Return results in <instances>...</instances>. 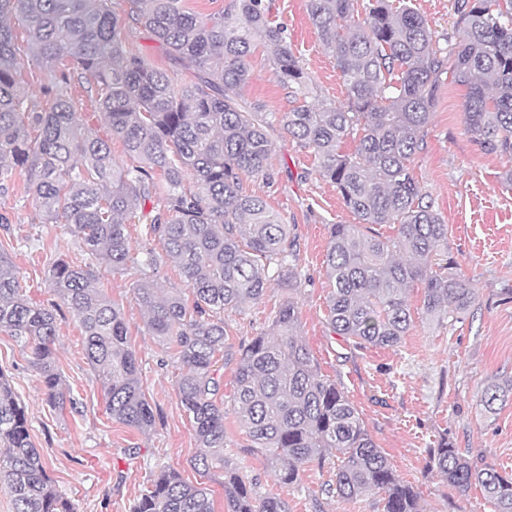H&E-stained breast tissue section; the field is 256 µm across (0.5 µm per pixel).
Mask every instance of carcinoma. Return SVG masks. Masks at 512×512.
<instances>
[{"label":"carcinoma","mask_w":512,"mask_h":512,"mask_svg":"<svg viewBox=\"0 0 512 512\" xmlns=\"http://www.w3.org/2000/svg\"><path fill=\"white\" fill-rule=\"evenodd\" d=\"M185 0H127L128 16L148 29L175 64L194 71L180 88L125 47V30L111 0H0V180L26 176L47 224L63 222L81 243V259L57 260L50 283L61 304L49 307L23 293L20 270L0 254V333L31 349L49 405L67 398L56 367L57 312L64 305L83 333V352L98 372L110 417L145 432L157 411L148 400L120 306L96 286L93 261L112 271L137 264L126 219L158 190L165 208L147 235L177 264L194 295L186 302L146 278L133 283L146 326L171 349L182 372L176 390L192 419L199 448L191 460L202 477L224 473L227 512H287L280 499L256 501L252 485L224 459V400L215 365L224 358L226 330L219 313L258 302L273 282L288 287L273 319L274 335L254 337L240 353L233 410L251 449L265 456L282 484L310 464L332 466L324 492L349 499L379 495L383 512H422L418 493L396 476L365 428L358 409L335 382L319 375L297 336L301 288L297 242L265 201L243 192L241 175L270 178L275 151L267 113L241 99L249 58L265 48L281 84L303 95L309 77L288 36L270 17L267 0H232L213 15L186 9ZM325 50L336 61L345 102L301 105L280 123L312 150L315 173L336 187L357 224H331L324 259L333 288L332 333L358 347H393L413 326L407 290L423 288L422 318L442 323L480 301L474 280L442 262L448 225L421 193L415 157L425 148L438 88L446 80L468 87L464 126L488 154L512 158V0H455L459 40L440 48L425 18L407 0H306ZM30 22L35 56L45 64L51 105L26 104L21 63L7 20ZM92 81L112 137L132 166L112 157L109 142L81 126L64 87ZM352 139L354 148L343 151ZM191 172L195 188L182 185ZM163 176L159 186L154 175ZM397 225L381 238L374 226ZM512 393V382L484 390L489 413ZM433 463L464 493L478 486L494 512H512V477L476 465L443 442ZM0 482L12 512H76L47 473L31 441L25 408L0 375ZM132 512H214L210 489L173 470H161Z\"/></svg>","instance_id":"1"}]
</instances>
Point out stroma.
Instances as JSON below:
<instances>
[{
  "mask_svg": "<svg viewBox=\"0 0 512 512\" xmlns=\"http://www.w3.org/2000/svg\"><path fill=\"white\" fill-rule=\"evenodd\" d=\"M454 2L413 0L444 43L458 39ZM270 13L285 26L310 78V104L343 103L346 89L340 72L308 17L306 0H271ZM12 27L28 102L44 110L50 99L42 91L44 69L30 48L28 24L16 19ZM126 47L165 71L174 86L195 79L192 71L170 61L142 26L133 27ZM250 69L242 90L248 102L277 116L295 106L293 94L278 82L265 53L251 57ZM465 94V87L441 86L427 147L416 157L414 173L448 226V261L475 279L480 305L473 313L440 324L415 318L398 346L356 348L329 329L332 284L323 268L328 227L352 224L356 218L335 186L318 178L311 151L275 128L271 178L243 179L244 190L263 198L298 241L301 341L320 374L336 382L354 403L399 478L420 493L425 512H493L480 489L459 492L432 468L430 451L441 440L472 460L495 463L499 472L512 475V399L493 413L482 405L487 384L512 377V186L504 187L499 180L512 161L481 152L465 133ZM0 215L10 221L8 231L0 230V254L19 267L26 295L38 304L57 302L49 271L56 260L79 256L77 238L66 225L40 223L22 174L0 185ZM95 266L99 287L124 312L128 341L158 420L155 428L141 432L110 418L98 374L83 354L81 328L69 309L57 314L56 360L76 408L59 412L49 407L44 379L32 366L29 349L0 334V371L25 406L31 440L50 477L76 512H131L151 479L166 468L188 482L205 481L215 512H226L222 472L203 479L190 464L198 448L175 391L179 366L170 350L149 334L130 291L141 274L112 272L101 259ZM287 296V289L276 286L261 301L224 314L228 354L219 370L226 411L224 455L253 479L257 499L280 498L288 512H382L376 496L346 500L322 495V484L333 477L326 468L312 466L300 482L280 483L264 457L249 449L236 423L232 409L240 348L254 337L270 335L278 306Z\"/></svg>",
  "mask_w": 512,
  "mask_h": 512,
  "instance_id": "stroma-1",
  "label": "stroma"
}]
</instances>
